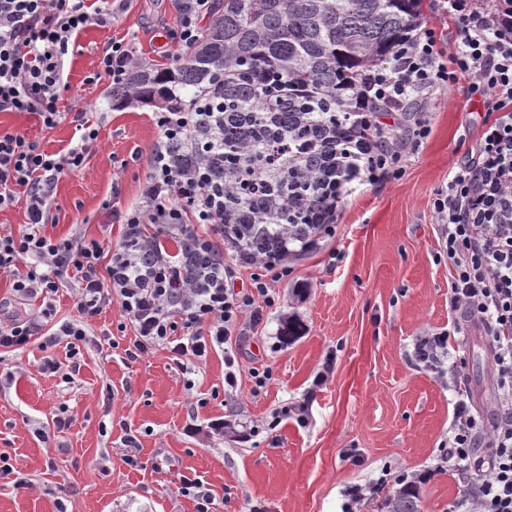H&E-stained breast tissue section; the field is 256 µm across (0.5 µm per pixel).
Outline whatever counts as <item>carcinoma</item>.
I'll use <instances>...</instances> for the list:
<instances>
[{
  "label": "carcinoma",
  "instance_id": "carcinoma-1",
  "mask_svg": "<svg viewBox=\"0 0 512 512\" xmlns=\"http://www.w3.org/2000/svg\"><path fill=\"white\" fill-rule=\"evenodd\" d=\"M431 10V0H221L212 24L166 68L136 70L112 96L139 98L158 91L166 108H188L195 91L224 79V113L278 112L276 122L305 153L307 179L280 187L288 205L273 224H304L324 212L319 172L325 156L311 151L325 135L343 143L353 135L340 113L366 72L385 62ZM245 140L224 126V158ZM229 223H252L244 197L225 205ZM386 512H420L415 491L404 490Z\"/></svg>",
  "mask_w": 512,
  "mask_h": 512
}]
</instances>
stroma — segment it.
<instances>
[{
	"mask_svg": "<svg viewBox=\"0 0 512 512\" xmlns=\"http://www.w3.org/2000/svg\"><path fill=\"white\" fill-rule=\"evenodd\" d=\"M180 19L175 0H133L112 24L73 37L60 94L64 104L88 112L99 135L83 166L59 180L46 235L120 238L112 202L140 197L159 137L155 108L114 102L107 82L89 79L114 41L133 46L144 63L173 64L179 45L165 55L158 48ZM422 109L431 132L401 179L361 187L339 210L335 237L295 261L291 279L276 282L280 304L240 346L237 398L224 395L219 352L203 365L178 363L163 348L128 362L124 349L134 332L116 303L91 318L72 382L39 369L47 353L70 366L66 345L45 351L36 341L0 352V453L33 481L18 490L0 480V512H56L61 497L68 512H195L177 492L180 474L207 482L217 512H343L348 505L383 512L407 480L421 512H448L459 475L437 463L448 442L453 393L436 371L416 363L413 343L451 321L433 195L495 115L464 80L436 92ZM1 131L24 134L49 153L65 152L80 138L71 119L47 129L30 112H0ZM291 317L301 332L286 341L280 331ZM448 351L449 360L464 365L474 407L491 417L486 336L468 325ZM329 359L331 379L315 386ZM261 365L273 376L256 394L249 371ZM291 403L305 404V421L282 415ZM60 415L71 426L59 434ZM217 419L224 422L219 439L209 428ZM129 432L138 439L133 451L125 445ZM132 453L139 466L125 464ZM103 465L108 474L100 473ZM354 485L374 491L351 505L346 491Z\"/></svg>",
	"mask_w": 512,
	"mask_h": 512,
	"instance_id": "35a3bbf8",
	"label": "stroma"
}]
</instances>
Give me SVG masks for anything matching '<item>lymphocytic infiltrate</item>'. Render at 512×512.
I'll list each match as a JSON object with an SVG mask.
<instances>
[{"label": "lymphocytic infiltrate", "mask_w": 512, "mask_h": 512, "mask_svg": "<svg viewBox=\"0 0 512 512\" xmlns=\"http://www.w3.org/2000/svg\"><path fill=\"white\" fill-rule=\"evenodd\" d=\"M129 2L105 0L99 7L92 0H0V112H32L45 128H54L65 116L60 89L72 35L111 23ZM449 8L458 29L452 46H442L436 30L422 22L383 67L369 71L353 89L345 118L357 135L333 153L341 171L328 187L338 207L360 186L400 179L408 154L430 133L425 117L410 118V105L460 78H469L473 92L495 112L475 156L434 195L432 210L451 266V328L418 337L413 356L456 382L448 448L438 466L453 471L463 463L472 474L463 479L449 512H512V224L496 222L482 187L485 171L512 161V29L495 12L471 8L465 0H451ZM137 64L133 48L114 42L103 49L96 76L122 85ZM223 99L216 82L197 91L192 111L156 113L160 135L140 200L112 208L123 226L113 246L44 233L59 179L82 166L98 139L85 113L74 114L82 135L62 154L44 151L21 133H0V209L21 195L27 217L21 233H0V271L14 275L17 298L44 302L39 313L0 322V350L37 340L48 348L63 340L78 355L90 318L116 302L134 330L125 350L129 361L162 347L176 359L199 364L218 350L224 382L236 391L240 343L275 305L272 283L288 278L293 260L334 237L337 226L331 219L313 227L270 226V213L285 205L277 195L284 174L278 162L290 155L276 127L265 131L260 156L213 168L214 158L224 154ZM378 104L395 115V124L380 121ZM242 192L260 202L254 222L273 227L280 239L277 254L225 235V199ZM171 241L177 249H168ZM195 252L209 258V265L192 267ZM23 258L29 265L22 272L17 264ZM243 269L250 270V282L240 288L236 279ZM68 277L78 283L77 315L52 331V297ZM464 319L481 325L492 348L496 391L489 421L472 412L469 390L458 384L461 368L447 362L449 339L460 333Z\"/></svg>", "instance_id": "obj_1"}]
</instances>
